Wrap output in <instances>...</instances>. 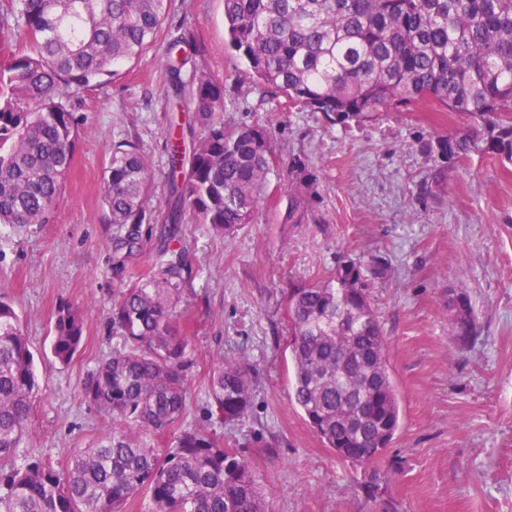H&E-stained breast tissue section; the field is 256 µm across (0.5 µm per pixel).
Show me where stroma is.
Listing matches in <instances>:
<instances>
[{"label": "stroma", "instance_id": "stroma-1", "mask_svg": "<svg viewBox=\"0 0 512 512\" xmlns=\"http://www.w3.org/2000/svg\"><path fill=\"white\" fill-rule=\"evenodd\" d=\"M191 31L183 68L223 83L224 120L268 128L278 164L252 223L230 238L186 216L180 226L189 277L176 309L192 364L184 424L223 436L247 457L271 512H512V164L480 152L435 177L426 146L463 130L465 116L421 101L343 128L308 108H286L256 84L224 33V0H171L158 43L112 79L74 95V157L47 224L0 237V296L24 320L40 391L32 413L35 456L65 462L112 426L82 396L87 373L119 346L112 301L117 227L102 202L112 145L135 142L151 162L148 224L128 271H151L168 211L167 148L188 133V100L169 85L166 47ZM309 160L312 222L285 221L278 189L288 163ZM380 259L386 277L366 290L387 339L401 420L374 468L338 460L290 399V288L351 259ZM471 300L481 325L473 343L448 332V292ZM88 307L84 340L69 364L50 351L60 303ZM256 369L240 422L210 415L211 356ZM376 473L379 493L367 486Z\"/></svg>", "mask_w": 512, "mask_h": 512}]
</instances>
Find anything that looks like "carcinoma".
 <instances>
[{
	"label": "carcinoma",
	"mask_w": 512,
	"mask_h": 512,
	"mask_svg": "<svg viewBox=\"0 0 512 512\" xmlns=\"http://www.w3.org/2000/svg\"><path fill=\"white\" fill-rule=\"evenodd\" d=\"M170 0H7L6 29L31 43L0 65V226L13 232L50 222L74 153L77 119L65 98L114 75V67L155 45ZM224 29L256 80L293 106L350 126L393 105L427 100L470 118L437 140L450 167L480 151L512 163V0H224ZM174 83L196 46L169 42ZM202 128L190 149L170 148L173 202L152 275L124 283L112 305L120 347L84 382L85 399L112 430L57 465L32 456L31 415L39 393L34 356L13 306L0 297V512H125L140 492L154 512H268L249 461L224 439L183 428L191 364L175 299L184 287L183 251L170 248L186 212L225 238L252 223L265 199L275 151L268 130L228 126L224 86L193 78ZM135 144L112 147L104 204L133 249L151 187ZM313 181L302 159L279 184L288 223L312 216ZM294 369L292 399L325 447L345 462L372 465L400 423L386 342L364 283V269L340 262L324 280L288 293ZM87 310L68 303L53 315L51 350L69 363L83 339ZM448 331L478 338L463 292L448 294ZM252 366L216 354L209 392L216 418L242 419L251 405ZM169 433L162 452L155 437Z\"/></svg>",
	"instance_id": "carcinoma-1"
}]
</instances>
